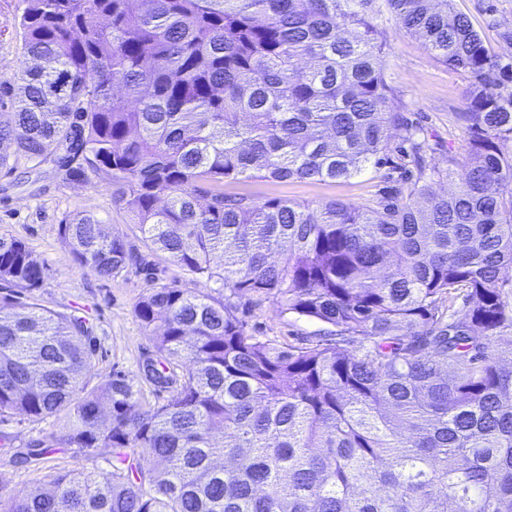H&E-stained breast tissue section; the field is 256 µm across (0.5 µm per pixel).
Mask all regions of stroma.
Here are the masks:
<instances>
[{"instance_id": "1", "label": "stroma", "mask_w": 512, "mask_h": 512, "mask_svg": "<svg viewBox=\"0 0 512 512\" xmlns=\"http://www.w3.org/2000/svg\"><path fill=\"white\" fill-rule=\"evenodd\" d=\"M452 6L469 19L492 55L512 63V45L501 38L504 29H512V0H452ZM23 8L22 0H0V77L5 79L25 65L15 39ZM378 23L387 32L385 75L400 111L420 127L422 138L433 146L434 164L446 166L452 156L463 159L468 135L460 115L466 108L468 76L431 57L422 41L396 27L388 13H381ZM391 143L388 165L369 168L343 182L250 181L238 185L237 190L260 199H336L372 207L391 187L392 167L401 161L399 137H392ZM82 212L93 214L108 232L132 245L144 265L156 267L161 282L191 287L185 271L145 244L137 225L105 184L69 180L64 170L53 165L33 171H0V237L24 241L48 268L42 287L30 294L32 301L85 319L97 349L89 375L91 383L122 372L138 400L155 405L162 397L139 371L143 359L154 353L153 340L134 314V305L147 287L145 276L141 268L132 267L117 277L100 278L75 263L59 236L58 225L65 215ZM248 321L260 335L293 345L316 340L330 330L328 324L283 311L268 302L253 307ZM71 422L65 412L35 424L20 415L0 422V501L7 503L14 497L44 490L49 475L81 466L79 453L55 440ZM34 439L50 447V454L36 464L21 462L19 451Z\"/></svg>"}]
</instances>
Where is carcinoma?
<instances>
[{
    "instance_id": "cac0c4a2",
    "label": "carcinoma",
    "mask_w": 512,
    "mask_h": 512,
    "mask_svg": "<svg viewBox=\"0 0 512 512\" xmlns=\"http://www.w3.org/2000/svg\"><path fill=\"white\" fill-rule=\"evenodd\" d=\"M24 2L0 169L65 152L203 287L134 306L155 346L141 372L168 393L145 408L119 371L90 385L84 322L26 301L46 265L0 238V420L65 410L60 444L115 458L0 512H512V348L491 346L512 336V66L451 0H383L470 79L466 157L445 168L396 106L374 0ZM393 130L412 168L375 207L226 191L348 180L387 163ZM59 233L95 276L137 263L90 213ZM263 302L333 330L258 336Z\"/></svg>"
}]
</instances>
